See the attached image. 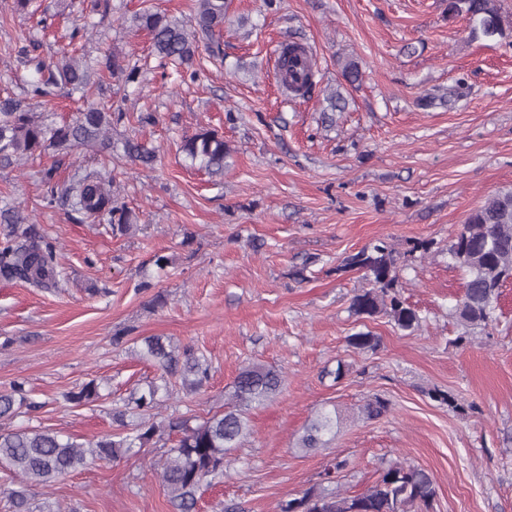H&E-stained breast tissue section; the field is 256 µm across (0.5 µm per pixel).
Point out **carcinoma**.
<instances>
[{"mask_svg": "<svg viewBox=\"0 0 512 512\" xmlns=\"http://www.w3.org/2000/svg\"><path fill=\"white\" fill-rule=\"evenodd\" d=\"M195 28L186 31L167 16L144 10L131 18L132 26L151 35L153 50L162 64L189 66L199 47L213 55L222 54L220 29L223 28L230 0H194ZM463 16L469 23L471 36L495 40L512 32V19L503 15L494 0H448V17ZM41 42L27 39L16 50L21 64L34 73L19 97L0 98V165L48 149L69 152L80 147L112 149V124L117 115L88 105L70 122L48 121V113L37 108L48 104L58 90H86L91 81V66L77 54L45 57ZM307 50L299 45H286L277 68L281 81L291 85L300 96L307 97L314 86L309 65H300ZM110 75L127 82L136 79V71L124 64L116 54L102 62ZM302 70H297V66ZM124 153L135 161L150 163L154 150L130 139L124 141ZM183 151L200 167L221 171L230 155V147L218 132L201 128L184 140ZM113 180L99 174L81 178L72 196L74 210L93 218H102L116 229H129L132 218L127 207L118 202L112 191ZM0 222L10 225L6 240L0 244V278L20 280L40 288H56L57 249L46 240L35 224L18 209L0 211ZM448 254L468 278L463 295L455 306V316L464 327L487 330L496 321L495 311L501 288L512 280V189L499 191L486 199L468 216L465 224L448 245ZM402 260L387 242H376L348 255L339 272L364 273L370 288L355 295L351 311L357 316L383 314L402 330L420 325L421 318L400 293ZM349 345L359 351H373L378 337L358 332L348 338ZM144 353L164 374L181 375L194 388H201L209 377L205 356L190 345L175 344L161 336L142 339ZM284 383L282 373L264 363H252L239 369L224 412L215 413L192 426L191 419L169 418L156 421L160 386L149 383L147 389L135 391L123 405L112 410V419L121 432L87 445L45 427L0 428V468L13 474L19 487L9 493V512H32L29 488L51 487L65 480L79 468L100 461L134 456L154 438L176 432L174 446L166 449L158 461L160 480L169 501L177 512H195L197 494L205 484H218L224 478L226 458L240 448L251 433V410L278 396ZM100 398L99 386L90 381L66 399L77 404L93 403ZM36 411L40 405L27 397L25 386L17 382L11 391L0 394V421H9L19 409ZM390 410L389 402L373 396L361 407L368 420L378 419ZM135 414L139 422L129 424L127 416ZM340 419L332 409H321L304 428L296 448L309 452L327 445L324 437L336 435ZM343 462L329 464L321 482L301 496L283 500L278 512H430L437 496L433 476L426 470L400 461H388L378 478L357 495H348L336 486V472Z\"/></svg>", "mask_w": 512, "mask_h": 512, "instance_id": "carcinoma-1", "label": "carcinoma"}]
</instances>
